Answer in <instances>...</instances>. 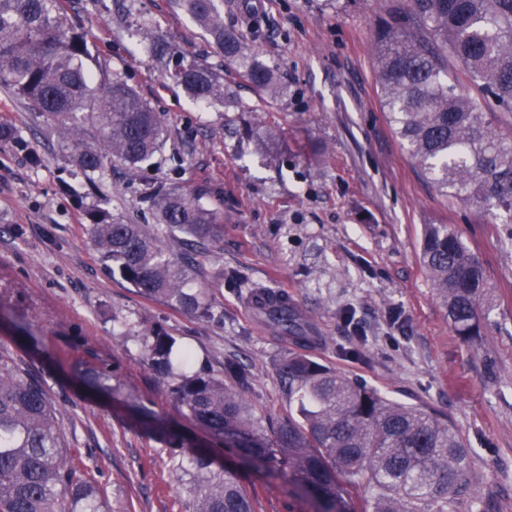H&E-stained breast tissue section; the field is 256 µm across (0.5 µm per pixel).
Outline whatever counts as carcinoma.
<instances>
[{
	"label": "carcinoma",
	"mask_w": 512,
	"mask_h": 512,
	"mask_svg": "<svg viewBox=\"0 0 512 512\" xmlns=\"http://www.w3.org/2000/svg\"><path fill=\"white\" fill-rule=\"evenodd\" d=\"M216 47L220 62L176 61L171 77L195 103L225 97L224 69H234L261 98L287 87L262 63L247 37L224 26V0H179ZM159 58L168 45L148 24L139 30ZM378 84L387 119L418 172L443 197L512 224V142L492 128L486 109L512 112V0H409L407 10L375 32ZM465 69L480 97L457 90L448 59ZM0 90L67 132L75 162L102 179L106 164L133 173L161 153V117L117 71L97 69L87 37L74 32L62 0H0ZM202 194L170 183L149 197L155 230L95 211L91 239L102 260L150 300L197 318L222 314L216 280L198 279L197 256L223 235V214ZM181 246H158L154 231ZM421 262L456 334L480 333L490 307L486 270L447 224H427ZM255 317L293 345L278 373L291 413L266 433L245 394L252 372L234 362L215 374L196 366L176 338L151 330L140 336L145 360L185 414L255 472L281 476L311 497L315 512H354L364 488L371 512H454L472 482L469 450L457 432L428 411L393 402L307 354L315 327L288 297L272 288L248 293ZM110 374L85 373L108 393ZM142 424L171 448L188 453L177 469L193 475L195 512H254L239 472L213 469L208 448L190 447L169 424L140 406ZM42 378L0 354V512H107L103 490L78 475Z\"/></svg>",
	"instance_id": "cac0c4a2"
}]
</instances>
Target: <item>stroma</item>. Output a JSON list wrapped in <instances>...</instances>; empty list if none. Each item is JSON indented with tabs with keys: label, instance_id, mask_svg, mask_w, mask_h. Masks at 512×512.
<instances>
[{
	"label": "stroma",
	"instance_id": "stroma-1",
	"mask_svg": "<svg viewBox=\"0 0 512 512\" xmlns=\"http://www.w3.org/2000/svg\"><path fill=\"white\" fill-rule=\"evenodd\" d=\"M407 0H224V23L254 34L259 58L288 93L258 99L235 71L230 99L194 104L138 36L147 20L174 52L216 62L214 47L172 0H66L99 66L125 75L160 113L165 147L137 178L122 168L89 186L65 137L0 92V350L42 376L72 451L106 492L110 512H192L189 475L172 448L136 426L148 406L200 444L145 361L153 328L213 372L236 358L253 373L247 399L265 430L287 418L278 366L288 344L258 323L247 287L288 291L323 341L310 355L382 396L448 422L471 450V489L456 512H512V241L507 225L439 195L420 176L380 100L378 23ZM41 158L32 165L31 154ZM177 183L221 208L224 237L201 280L234 274L224 316L199 319L145 299L105 269L88 213L154 224L148 186ZM448 224L483 262L491 306L481 334L451 328L420 263L424 225ZM110 370L111 396L81 382ZM255 512H314L277 477L242 470Z\"/></svg>",
	"mask_w": 512,
	"mask_h": 512
}]
</instances>
